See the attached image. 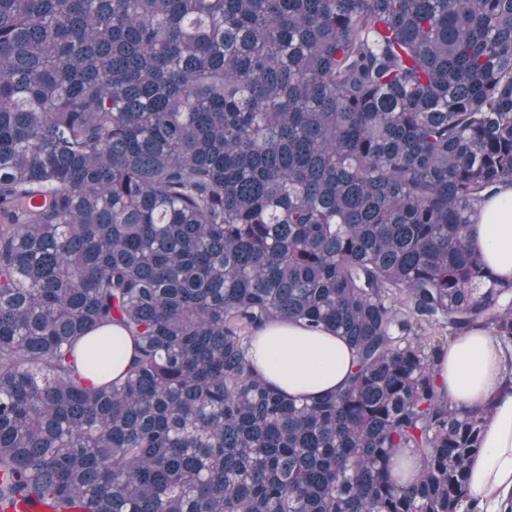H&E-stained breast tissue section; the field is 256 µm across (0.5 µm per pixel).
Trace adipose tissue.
Instances as JSON below:
<instances>
[{"instance_id":"1","label":"adipose tissue","mask_w":512,"mask_h":512,"mask_svg":"<svg viewBox=\"0 0 512 512\" xmlns=\"http://www.w3.org/2000/svg\"><path fill=\"white\" fill-rule=\"evenodd\" d=\"M471 237L481 261L498 278L512 280V184L480 205ZM248 355L271 385L291 396L334 389L350 370V350L341 337L286 321L260 329ZM437 374L458 406L493 404L483 449L470 463V488L477 512H512V354L477 327L453 341Z\"/></svg>"}]
</instances>
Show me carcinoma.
<instances>
[{
  "mask_svg": "<svg viewBox=\"0 0 512 512\" xmlns=\"http://www.w3.org/2000/svg\"><path fill=\"white\" fill-rule=\"evenodd\" d=\"M505 182L512 0H0V499L472 505L493 407L436 366L512 344L468 235ZM277 319L343 337L346 386L267 385ZM114 326L133 358L94 386Z\"/></svg>",
  "mask_w": 512,
  "mask_h": 512,
  "instance_id": "obj_1",
  "label": "carcinoma"
}]
</instances>
